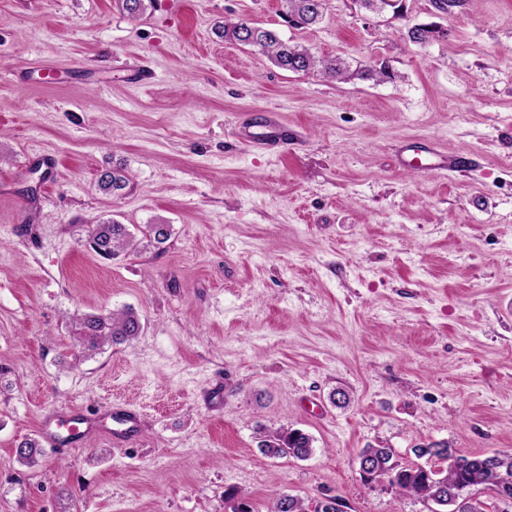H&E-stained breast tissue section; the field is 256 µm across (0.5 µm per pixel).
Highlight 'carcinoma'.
<instances>
[{
	"label": "carcinoma",
	"instance_id": "carcinoma-1",
	"mask_svg": "<svg viewBox=\"0 0 512 512\" xmlns=\"http://www.w3.org/2000/svg\"><path fill=\"white\" fill-rule=\"evenodd\" d=\"M325 0H283L286 15L302 26H315L323 18ZM122 10L131 19L142 16L153 0H118ZM224 40L258 49L275 66L294 73H317L332 80L346 81L354 76L348 62L339 57L321 58L305 46L283 40L273 31L238 19L226 20ZM436 37V30L427 25L408 29L409 40L423 46ZM100 191L120 196L129 185V178L121 166L105 170V177L97 181ZM144 234L149 242L160 246L171 236L168 224H147ZM90 248L100 257L112 260L137 248V242L127 225L115 220L95 225L89 235ZM77 342L88 352L100 353L138 336L141 321L131 308L107 313L89 314L76 322ZM313 439L298 429L281 427L265 432L261 448L271 458L292 457L306 459L313 452ZM418 458H436L439 464L430 466H403L396 461L395 451L386 447L362 449L359 460L369 464V481L387 483L391 489L405 496L424 501L434 498L444 503V512H457L456 501L474 486L491 491L499 502L512 503V450L485 454H461L446 442H432L412 448ZM20 463L33 466L41 449L37 441L28 439L16 450ZM267 512H307L304 501L287 492L277 494L267 505Z\"/></svg>",
	"mask_w": 512,
	"mask_h": 512
}]
</instances>
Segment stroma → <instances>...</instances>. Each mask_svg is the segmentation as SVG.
Returning <instances> with one entry per match:
<instances>
[{
	"label": "stroma",
	"mask_w": 512,
	"mask_h": 512,
	"mask_svg": "<svg viewBox=\"0 0 512 512\" xmlns=\"http://www.w3.org/2000/svg\"><path fill=\"white\" fill-rule=\"evenodd\" d=\"M0 0V512H266L280 491L347 512H429L361 477L366 446L512 450V0H401L385 21L327 0ZM242 17L391 81L294 74L224 41ZM413 25L435 26L425 46ZM278 112L303 130L267 151L234 135ZM453 160L408 174L412 141ZM122 164L131 188L97 189ZM161 247L112 260L94 220ZM124 307L136 339L81 354L77 316ZM346 403H332L333 391ZM126 402L138 438L37 464L16 447L49 411ZM313 438L270 458L260 432ZM325 1L326 0H283V3L288 18H294L293 21L301 27H308L315 26L323 20V5Z\"/></svg>",
	"instance_id": "1"
}]
</instances>
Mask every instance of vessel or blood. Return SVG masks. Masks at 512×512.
<instances>
[{"label":"vessel or blood","mask_w":512,"mask_h":512,"mask_svg":"<svg viewBox=\"0 0 512 512\" xmlns=\"http://www.w3.org/2000/svg\"><path fill=\"white\" fill-rule=\"evenodd\" d=\"M238 135L246 144L267 149L297 139L300 133L284 125L277 113L268 112L264 115L262 133L252 134L242 129ZM400 164L414 172L434 171L447 167L448 157L430 141H415L403 147ZM39 429L46 443L64 452L69 449L70 440L74 437L84 439L99 434L116 444L133 440L141 432V416L130 406L117 403L107 411L105 418H90L82 411L73 409L62 417L55 414L45 416Z\"/></svg>","instance_id":"vessel-or-blood-1"}]
</instances>
